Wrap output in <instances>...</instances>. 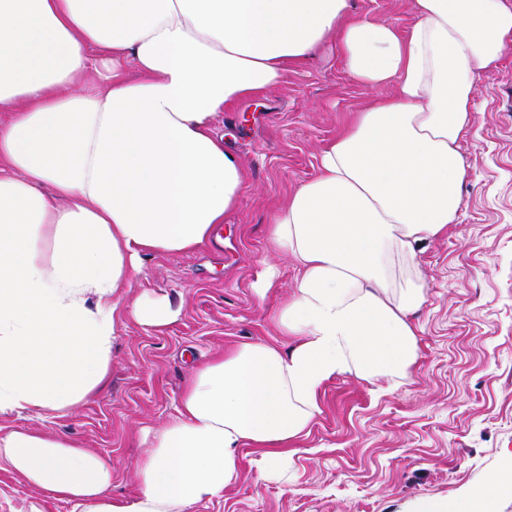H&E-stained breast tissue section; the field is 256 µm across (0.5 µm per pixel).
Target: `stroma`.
Masks as SVG:
<instances>
[{
	"mask_svg": "<svg viewBox=\"0 0 512 512\" xmlns=\"http://www.w3.org/2000/svg\"><path fill=\"white\" fill-rule=\"evenodd\" d=\"M352 3L399 29L412 20V0ZM368 96L331 34L278 86L220 113L216 131L246 173L237 209L199 249L146 259L127 295L168 296L177 321L147 331L119 312L105 389L63 415L0 416V432L64 434L109 455L113 498L134 497L135 465L199 367L243 342L290 346L272 315L298 268L270 253V219L316 175L320 150ZM459 151L467 175L457 220L418 254L427 302L414 318L419 352L407 379L371 386L337 376L287 482L257 480V454L245 448L238 481L189 512H418L428 499L462 498L512 461V52L480 76ZM270 263L279 275L261 299L254 287ZM34 506L71 512L1 470L0 512Z\"/></svg>",
	"mask_w": 512,
	"mask_h": 512,
	"instance_id": "35a3bbf8",
	"label": "stroma"
}]
</instances>
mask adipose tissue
<instances>
[{
    "instance_id": "obj_1",
    "label": "adipose tissue",
    "mask_w": 512,
    "mask_h": 512,
    "mask_svg": "<svg viewBox=\"0 0 512 512\" xmlns=\"http://www.w3.org/2000/svg\"><path fill=\"white\" fill-rule=\"evenodd\" d=\"M406 32L349 0H0V415L67 412L104 388L115 313L145 257L195 250L239 202L220 112L275 87L337 35L392 97L356 113L318 174L273 216L301 274L273 320L290 348L240 344L198 369L177 416L112 498L110 457L31 430L0 435L9 470L71 512H186L233 484L243 448L283 476L349 374L403 382L426 301L417 249L457 220L482 71L512 49L506 0H413ZM497 477L420 512H487Z\"/></svg>"
}]
</instances>
